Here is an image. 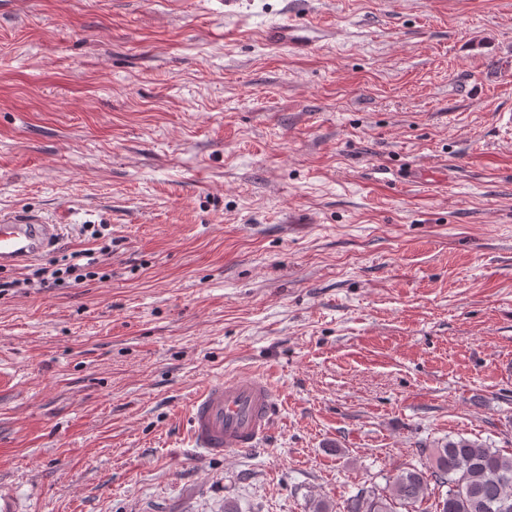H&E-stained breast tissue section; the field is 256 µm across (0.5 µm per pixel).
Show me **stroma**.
<instances>
[{"instance_id":"stroma-1","label":"stroma","mask_w":512,"mask_h":512,"mask_svg":"<svg viewBox=\"0 0 512 512\" xmlns=\"http://www.w3.org/2000/svg\"><path fill=\"white\" fill-rule=\"evenodd\" d=\"M512 0H0V211L107 280L0 295L18 512H337L512 455ZM269 374L259 448L188 443ZM280 406L269 376L214 379L189 405V437L208 457L251 450L274 430Z\"/></svg>"}]
</instances>
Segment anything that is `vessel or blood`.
<instances>
[{"label": "vessel or blood", "mask_w": 512, "mask_h": 512, "mask_svg": "<svg viewBox=\"0 0 512 512\" xmlns=\"http://www.w3.org/2000/svg\"><path fill=\"white\" fill-rule=\"evenodd\" d=\"M60 241V225L41 223L32 215L0 212V268L32 261ZM279 411L269 377L212 380L190 402V442L208 457L256 448L273 432Z\"/></svg>", "instance_id": "1"}]
</instances>
